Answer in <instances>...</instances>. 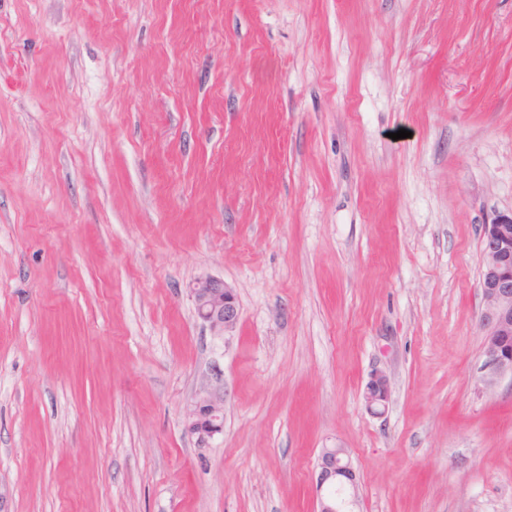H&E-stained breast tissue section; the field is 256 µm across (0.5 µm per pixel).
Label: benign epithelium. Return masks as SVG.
I'll use <instances>...</instances> for the list:
<instances>
[{
    "label": "benign epithelium",
    "mask_w": 512,
    "mask_h": 512,
    "mask_svg": "<svg viewBox=\"0 0 512 512\" xmlns=\"http://www.w3.org/2000/svg\"><path fill=\"white\" fill-rule=\"evenodd\" d=\"M480 251V289L484 299L481 323L486 332L483 370L488 381L512 376V215L484 226ZM197 317L222 333L239 318L237 296L221 278L205 277L190 285ZM390 398L388 378L375 374L366 384L363 400L375 415L384 413ZM187 431L204 444L224 428V396L205 391L197 395L185 418ZM314 512H357L358 483L345 448H323L313 481Z\"/></svg>",
    "instance_id": "7a95c632"
}]
</instances>
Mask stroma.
<instances>
[{
  "mask_svg": "<svg viewBox=\"0 0 512 512\" xmlns=\"http://www.w3.org/2000/svg\"><path fill=\"white\" fill-rule=\"evenodd\" d=\"M511 213L512 0H0V512H512ZM480 251V289L484 299L483 370L489 382L512 377V215L485 224ZM197 317L217 333L232 329L238 322L237 296L224 279L198 278L190 285ZM390 398L388 378L383 373H376L366 384L363 400L366 408L375 415L384 413ZM187 431L205 444L223 431L224 396L205 391L197 395L185 418ZM313 492L316 512H359L357 475L346 448L321 449Z\"/></svg>",
  "mask_w": 512,
  "mask_h": 512,
  "instance_id": "stroma-1",
  "label": "stroma"
}]
</instances>
